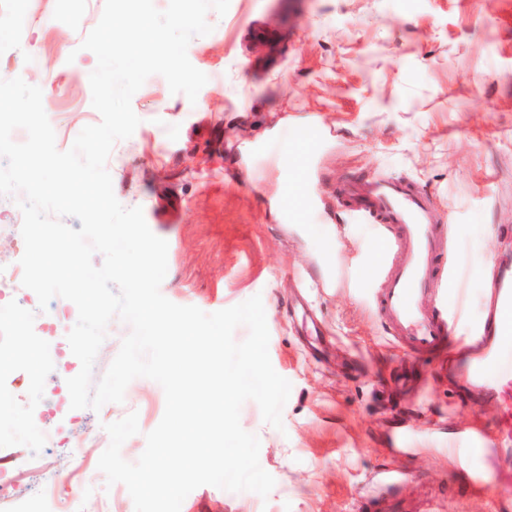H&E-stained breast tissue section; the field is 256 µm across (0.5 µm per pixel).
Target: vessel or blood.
I'll use <instances>...</instances> for the list:
<instances>
[{
	"mask_svg": "<svg viewBox=\"0 0 512 512\" xmlns=\"http://www.w3.org/2000/svg\"><path fill=\"white\" fill-rule=\"evenodd\" d=\"M317 125H308L298 152L300 163L287 182L280 208L297 217L313 199ZM339 203L347 216L373 225L372 244L384 255L380 268L363 271L366 285L376 286L375 305L388 334L406 352L441 358L452 339L444 311L428 309L425 296L434 293L438 270L448 255V226L430 196L400 177H371L344 186ZM472 389L500 398L496 426L512 439V266L500 265L486 316L473 338V354L461 373ZM485 437L460 434L448 443L450 456L467 467L470 487L479 490Z\"/></svg>",
	"mask_w": 512,
	"mask_h": 512,
	"instance_id": "vessel-or-blood-1",
	"label": "vessel or blood"
}]
</instances>
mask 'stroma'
I'll list each match as a JSON object with an SVG mask.
<instances>
[{"mask_svg": "<svg viewBox=\"0 0 512 512\" xmlns=\"http://www.w3.org/2000/svg\"><path fill=\"white\" fill-rule=\"evenodd\" d=\"M105 0H12L32 22L15 33L0 17V71L22 68L40 87L56 146L100 122L81 49ZM190 62L208 77L196 102L154 75L132 98L140 119L106 167L118 201L141 207L168 243L162 294L212 313L261 295L274 370L291 386L282 428L255 402L240 413L275 479L268 497L203 485L181 512H357L383 495L373 473H406L383 512H512V486L489 471L474 494L449 458L448 436L493 426L497 400L472 404L459 390L466 345L448 370L392 342L361 271L380 258L369 224H349L341 187L370 175L412 181L446 216L453 262L434 304L466 337L485 313L493 268L512 248V0H230L208 12ZM323 131L315 185L320 202L295 223L276 206L309 123ZM335 251H328V244ZM69 326H41L32 354L0 364L17 402L0 424L26 441L0 440V512H134L125 485L97 468L105 424L137 413L140 432L121 448L136 462L165 409L162 387L138 378L120 403L74 418L58 399L81 364L50 360ZM49 427L52 447L35 436ZM56 477L35 496L34 468Z\"/></svg>", "mask_w": 512, "mask_h": 512, "instance_id": "stroma-1", "label": "stroma"}]
</instances>
